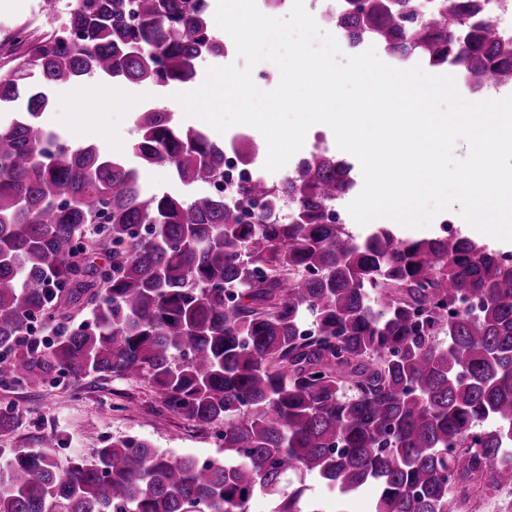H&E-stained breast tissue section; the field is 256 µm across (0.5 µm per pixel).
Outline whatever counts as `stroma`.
Listing matches in <instances>:
<instances>
[{
  "label": "stroma",
  "mask_w": 512,
  "mask_h": 512,
  "mask_svg": "<svg viewBox=\"0 0 512 512\" xmlns=\"http://www.w3.org/2000/svg\"><path fill=\"white\" fill-rule=\"evenodd\" d=\"M72 0H16L14 7L0 9V41L8 39L15 27L28 25L32 35L54 31L65 23ZM98 131L90 142L113 155H127L137 130L130 111L97 110ZM240 137L239 153L254 173L262 174L272 184L283 182L291 169L263 171L261 162L267 155V144L255 128L232 126L221 134V141ZM343 159L352 167L353 193L363 188L359 161L339 150L333 131L323 125L312 126L305 138L303 154L314 151ZM462 233L489 248L511 251L512 243L497 240L471 227L462 217L445 225L433 220L425 228H402L406 237H434L445 233ZM12 408L14 421L0 428V456L6 457L20 448H39L46 437H55L60 463L90 456L93 449L111 443L119 436H135L150 440L156 447L172 455L191 454L199 458L223 456L224 450L211 432L201 431L191 423L169 412L154 388L145 380L115 379L92 374L75 381L59 377L42 387L0 384V409Z\"/></svg>",
  "instance_id": "35a3bbf8"
}]
</instances>
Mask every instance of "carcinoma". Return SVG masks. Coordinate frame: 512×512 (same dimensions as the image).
Listing matches in <instances>:
<instances>
[{
  "label": "carcinoma",
  "instance_id": "obj_1",
  "mask_svg": "<svg viewBox=\"0 0 512 512\" xmlns=\"http://www.w3.org/2000/svg\"><path fill=\"white\" fill-rule=\"evenodd\" d=\"M478 17L469 0H344L328 20L352 44L457 67L472 90L512 85V38ZM223 47L208 0H74L0 74V383L146 379L224 448L203 463L125 436L62 468L49 437L0 458V512H248L257 493L270 512H322L309 477L342 497L374 487L370 512H458L456 488L464 502L511 490V252L387 225L353 235L333 213L351 166L323 152L278 185L244 181L233 204L145 195L144 167L224 179V145L167 107L135 112L132 163L43 121L56 85L185 84ZM39 316L55 340L32 334Z\"/></svg>",
  "mask_w": 512,
  "mask_h": 512
}]
</instances>
